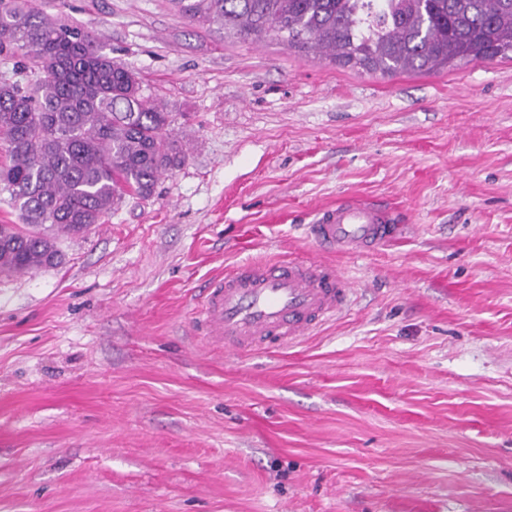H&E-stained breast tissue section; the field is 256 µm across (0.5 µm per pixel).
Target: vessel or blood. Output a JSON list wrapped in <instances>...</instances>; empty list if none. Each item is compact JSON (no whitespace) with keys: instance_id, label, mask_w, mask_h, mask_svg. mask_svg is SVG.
<instances>
[{"instance_id":"vessel-or-blood-1","label":"vessel or blood","mask_w":512,"mask_h":512,"mask_svg":"<svg viewBox=\"0 0 512 512\" xmlns=\"http://www.w3.org/2000/svg\"><path fill=\"white\" fill-rule=\"evenodd\" d=\"M394 222V209L346 198L316 210L309 233L323 250L364 253L384 245ZM352 292L351 281L329 260L244 263L205 288L194 331L239 352L290 347L345 309Z\"/></svg>"}]
</instances>
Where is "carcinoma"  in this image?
<instances>
[{"mask_svg": "<svg viewBox=\"0 0 512 512\" xmlns=\"http://www.w3.org/2000/svg\"><path fill=\"white\" fill-rule=\"evenodd\" d=\"M191 20L242 41L276 38L367 72L438 73L512 56V0H172ZM0 55L37 71L0 82V133L9 163L0 190L21 224H0V273L59 261L45 225L79 234L125 194L152 195L181 163L168 113L137 75L103 52L91 30L25 0H0Z\"/></svg>", "mask_w": 512, "mask_h": 512, "instance_id": "carcinoma-1", "label": "carcinoma"}]
</instances>
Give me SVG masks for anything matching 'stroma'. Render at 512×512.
Here are the masks:
<instances>
[{
  "label": "stroma",
  "mask_w": 512,
  "mask_h": 512,
  "mask_svg": "<svg viewBox=\"0 0 512 512\" xmlns=\"http://www.w3.org/2000/svg\"><path fill=\"white\" fill-rule=\"evenodd\" d=\"M102 35L185 159L0 275V512H512V59L381 75L172 0H30ZM394 206L356 300L226 354L193 302L320 257L315 208Z\"/></svg>",
  "instance_id": "obj_1"
}]
</instances>
